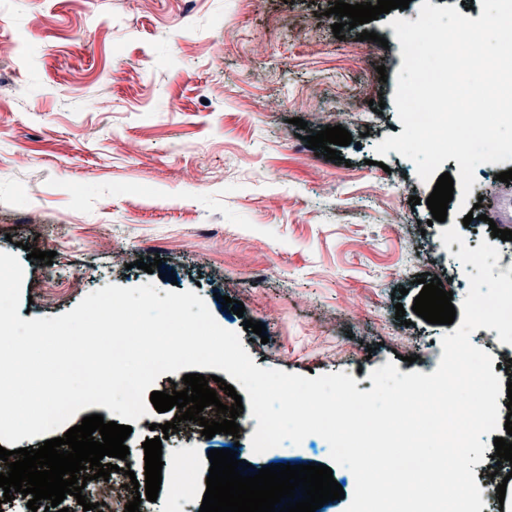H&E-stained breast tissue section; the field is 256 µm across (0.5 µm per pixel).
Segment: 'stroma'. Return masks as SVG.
<instances>
[{"label":"stroma","instance_id":"1","mask_svg":"<svg viewBox=\"0 0 512 512\" xmlns=\"http://www.w3.org/2000/svg\"><path fill=\"white\" fill-rule=\"evenodd\" d=\"M420 3L338 39L335 0H0V42L17 46L0 55V251L23 261L29 318L59 316L109 284L151 282L196 291L261 368L342 371L362 392L390 360L403 374L433 373L455 327L412 306L424 274L460 306L467 275L440 232L463 217L451 206L432 221L434 185L411 160L392 151L374 163L376 143L404 130L389 21L417 20ZM364 30L378 41L360 40ZM19 83L26 98L12 95ZM104 96L111 111H96ZM299 118L315 132L345 127L352 143L327 160L300 138ZM510 169L476 171L467 202L480 206L481 237L512 230V182L498 179ZM31 247L54 252L52 264L28 258ZM158 256L156 273L128 266ZM227 297L243 302L244 317ZM248 318L266 326L268 343L245 329ZM174 416L153 410L133 423L126 461L137 480L151 424ZM236 422L235 437L208 439L195 426L163 440L166 465L193 462L195 502L212 449L236 445L255 470L330 463L317 435L254 454L256 419L246 409Z\"/></svg>","mask_w":512,"mask_h":512}]
</instances>
